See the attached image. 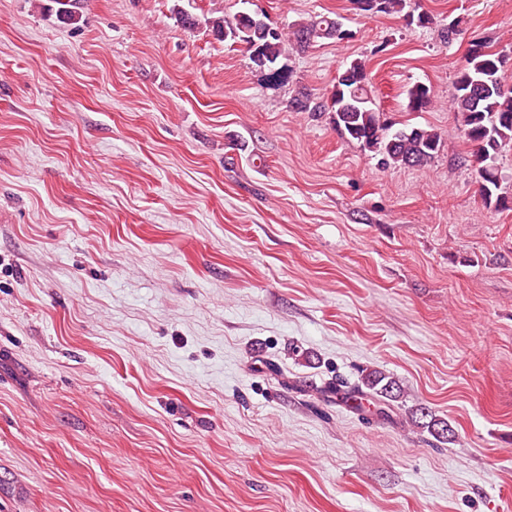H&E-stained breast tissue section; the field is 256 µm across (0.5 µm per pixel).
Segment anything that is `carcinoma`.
<instances>
[{"label": "carcinoma", "mask_w": 512, "mask_h": 512, "mask_svg": "<svg viewBox=\"0 0 512 512\" xmlns=\"http://www.w3.org/2000/svg\"><path fill=\"white\" fill-rule=\"evenodd\" d=\"M54 3L61 19L68 22L78 19L81 0H54ZM351 3L367 16L401 14L409 25L428 28L434 24V18L421 9L417 0H351ZM343 26L336 17L317 15L294 24L288 33L276 26L268 33L264 27H253L252 20L243 12L231 18L208 19L209 32L216 39L248 45L246 52L250 59L273 83L288 79L282 60L289 52L305 51L320 40L333 39ZM502 67L503 57L491 51L487 41L472 40L465 64L458 68L448 105L469 144L467 157L478 160L482 168L481 199L488 207L508 210L512 208V192L502 187L496 167L498 155L507 148L512 149V84L507 82ZM432 102L431 89L426 84L416 82L407 88L408 111L422 112ZM290 108L314 115L329 113L340 135L377 157L383 169L425 166L441 147L440 132L430 126L396 128L382 119L375 107L366 63L360 59L349 62L338 74L327 100L302 88L290 101ZM401 392L394 377L377 369L363 370L358 383L347 390L357 409L363 407V399L368 396L385 404L397 401ZM407 419L440 443L455 438L448 421L427 407L417 405L409 409Z\"/></svg>", "instance_id": "carcinoma-1"}]
</instances>
